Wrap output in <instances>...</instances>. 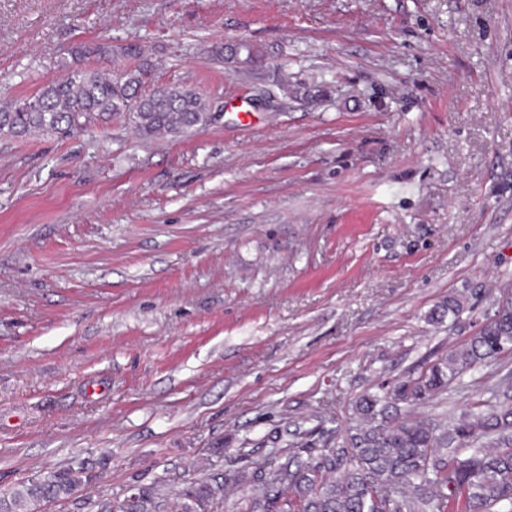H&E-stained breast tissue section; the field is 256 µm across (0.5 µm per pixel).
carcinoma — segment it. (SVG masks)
I'll return each instance as SVG.
<instances>
[{
	"instance_id": "obj_1",
	"label": "carcinoma",
	"mask_w": 512,
	"mask_h": 512,
	"mask_svg": "<svg viewBox=\"0 0 512 512\" xmlns=\"http://www.w3.org/2000/svg\"><path fill=\"white\" fill-rule=\"evenodd\" d=\"M120 57L137 46L99 45L79 51ZM147 69L101 74L76 69L35 94L0 108V136H70L114 116H128L143 137L201 128L211 120L205 99L183 87L149 93ZM512 354V302L498 305L491 321L462 346L418 374L390 386L379 383L355 404L354 424L342 442L317 447L311 433L289 445L286 457L256 464L251 483L260 495L236 503L235 512H512V402L499 392L457 416L425 415L420 408L447 403L448 390L467 372ZM310 461L301 462V454ZM89 480L85 463L0 491V512H37L41 504L75 493ZM224 486L186 490L182 512H195ZM140 490L121 512H152Z\"/></svg>"
}]
</instances>
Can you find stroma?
I'll use <instances>...</instances> for the list:
<instances>
[{"label":"stroma","mask_w":512,"mask_h":512,"mask_svg":"<svg viewBox=\"0 0 512 512\" xmlns=\"http://www.w3.org/2000/svg\"><path fill=\"white\" fill-rule=\"evenodd\" d=\"M143 61L211 122L0 136V486L92 475L41 512H231L512 298V0H0V107ZM468 378L458 415L512 355ZM224 496V486L216 485L215 487H205L192 490H186L182 493L184 500L191 501L187 503L184 501L182 511L183 512H194L195 509H201L207 500V498H213L216 495Z\"/></svg>","instance_id":"stroma-1"}]
</instances>
